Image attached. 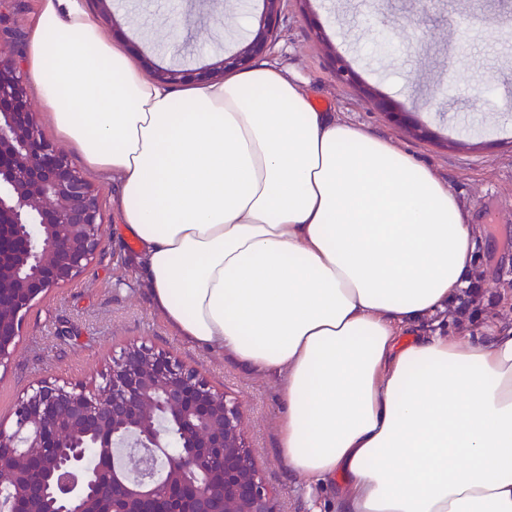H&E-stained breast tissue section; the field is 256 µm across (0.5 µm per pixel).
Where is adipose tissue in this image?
<instances>
[{"label":"adipose tissue","instance_id":"adipose-tissue-1","mask_svg":"<svg viewBox=\"0 0 512 512\" xmlns=\"http://www.w3.org/2000/svg\"><path fill=\"white\" fill-rule=\"evenodd\" d=\"M22 64L115 185L153 310L279 378L289 475L335 481L337 512H512V322L427 330L482 234L430 168L276 62L153 80L85 0H39Z\"/></svg>","mask_w":512,"mask_h":512}]
</instances>
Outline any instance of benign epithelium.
I'll return each mask as SVG.
<instances>
[{
	"label": "benign epithelium",
	"instance_id": "obj_1",
	"mask_svg": "<svg viewBox=\"0 0 512 512\" xmlns=\"http://www.w3.org/2000/svg\"><path fill=\"white\" fill-rule=\"evenodd\" d=\"M282 0H261L249 38L197 72L147 62L168 83L248 66L276 40ZM340 78L349 62L329 47ZM378 108L400 103L367 85ZM102 189L46 139L19 45L0 32V369L33 303L77 281L102 246ZM275 512L246 445L238 402L172 357L131 346L105 384L41 381L0 419V512Z\"/></svg>",
	"mask_w": 512,
	"mask_h": 512
}]
</instances>
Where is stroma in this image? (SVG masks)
<instances>
[{"label": "stroma", "instance_id": "obj_1", "mask_svg": "<svg viewBox=\"0 0 512 512\" xmlns=\"http://www.w3.org/2000/svg\"><path fill=\"white\" fill-rule=\"evenodd\" d=\"M360 0H284L268 61L297 73L320 105L355 127L390 139L431 168L482 225L475 268L485 295L506 293L508 305L487 314L512 319V0H375L363 16ZM185 18L179 42L164 23L167 0H119L113 37L132 57L185 68L208 65L237 48L252 30L258 0H176ZM494 15L465 58L454 50L456 29L469 16ZM332 44L363 83L405 107L399 122L333 75ZM426 125L435 140L413 135ZM135 246L112 209L104 211L103 245L75 283L52 290L28 311L14 360L0 370V417L29 386L44 379L103 384L113 357L146 345L195 369L242 411L247 446L263 480L276 491L277 512H336L333 488L289 476L278 453L276 421L283 409L275 381L175 336L150 304L131 262Z\"/></svg>", "mask_w": 512, "mask_h": 512}]
</instances>
